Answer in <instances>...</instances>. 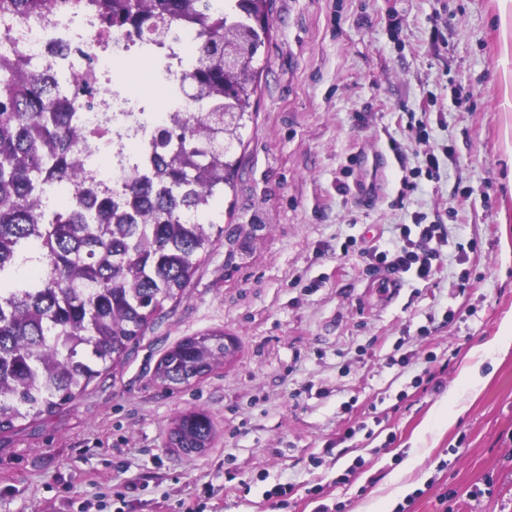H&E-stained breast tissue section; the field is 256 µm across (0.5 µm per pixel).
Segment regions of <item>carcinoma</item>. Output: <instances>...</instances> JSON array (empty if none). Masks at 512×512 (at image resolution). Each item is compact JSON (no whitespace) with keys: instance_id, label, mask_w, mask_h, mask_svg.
<instances>
[{"instance_id":"carcinoma-1","label":"carcinoma","mask_w":512,"mask_h":512,"mask_svg":"<svg viewBox=\"0 0 512 512\" xmlns=\"http://www.w3.org/2000/svg\"><path fill=\"white\" fill-rule=\"evenodd\" d=\"M60 0H0V11L52 13ZM93 7L114 27L132 25L159 40L173 21L198 27L192 99L203 107L160 129L152 142L164 189L135 170L115 193L133 199L124 224L87 214L76 149L83 137L75 104L6 53L0 56V431L72 402L127 356L167 300L180 297L213 245L207 224L184 223L187 211L207 218L232 185L227 146L241 141L251 118L250 72L267 33V0H69ZM150 30H145V27ZM58 184L63 203L41 207L39 190ZM224 334L189 336L158 361L154 379L171 387L204 377L224 357ZM213 425L198 411L182 415L173 444L199 451Z\"/></svg>"}]
</instances>
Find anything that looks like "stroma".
Returning a JSON list of instances; mask_svg holds the SVG:
<instances>
[{"label": "stroma", "mask_w": 512, "mask_h": 512, "mask_svg": "<svg viewBox=\"0 0 512 512\" xmlns=\"http://www.w3.org/2000/svg\"><path fill=\"white\" fill-rule=\"evenodd\" d=\"M267 9L212 249L78 400L0 432V512H512V348L477 351L512 315V0ZM418 126L439 171L407 191ZM419 217L448 227L433 283L382 288L341 250ZM209 332L233 359L154 381L168 348ZM452 390L460 413L439 421ZM192 410L213 435L186 454L170 432ZM371 414L373 436L345 438Z\"/></svg>", "instance_id": "35a3bbf8"}]
</instances>
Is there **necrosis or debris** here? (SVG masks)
Masks as SVG:
<instances>
[{"label":"necrosis or debris","instance_id":"4bbe7bcc","mask_svg":"<svg viewBox=\"0 0 512 512\" xmlns=\"http://www.w3.org/2000/svg\"><path fill=\"white\" fill-rule=\"evenodd\" d=\"M194 26L172 25L161 44L148 46L133 28L117 29L93 12L63 7L51 14L0 15V49H16L27 68L57 85L60 98H78L80 124L86 133L80 161L86 184L98 196L113 197V219H121L128 202L114 196L117 180L141 168L158 128L175 113L199 111L188 97L187 74L198 66ZM140 51L148 70L166 87L167 102L142 119L129 95L114 86V66Z\"/></svg>","mask_w":512,"mask_h":512}]
</instances>
